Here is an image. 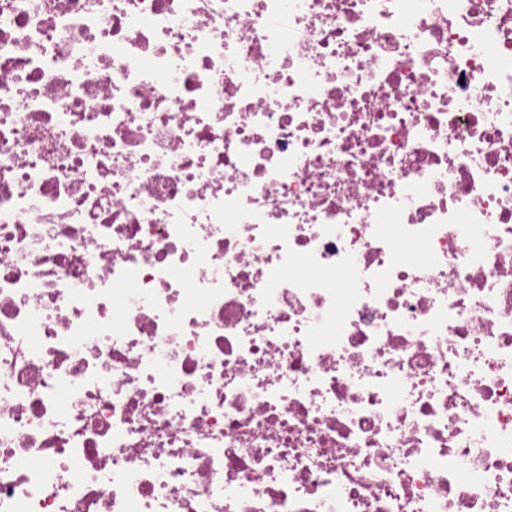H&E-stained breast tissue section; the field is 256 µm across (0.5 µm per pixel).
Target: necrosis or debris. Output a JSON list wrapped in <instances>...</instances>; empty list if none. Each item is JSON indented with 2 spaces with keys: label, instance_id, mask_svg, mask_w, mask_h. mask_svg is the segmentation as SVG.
Returning a JSON list of instances; mask_svg holds the SVG:
<instances>
[{
  "label": "necrosis or debris",
  "instance_id": "necrosis-or-debris-1",
  "mask_svg": "<svg viewBox=\"0 0 512 512\" xmlns=\"http://www.w3.org/2000/svg\"><path fill=\"white\" fill-rule=\"evenodd\" d=\"M0 512H512V0H0Z\"/></svg>",
  "mask_w": 512,
  "mask_h": 512
}]
</instances>
